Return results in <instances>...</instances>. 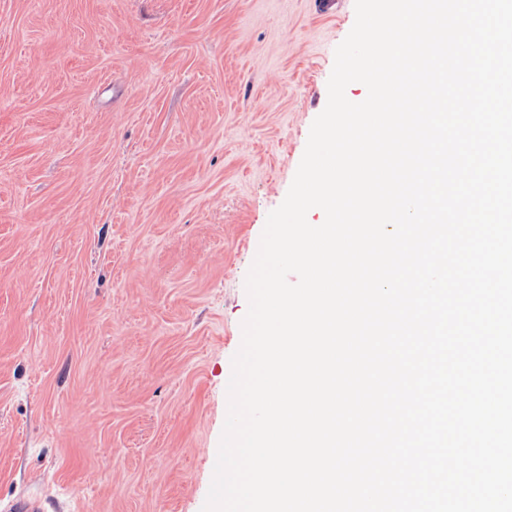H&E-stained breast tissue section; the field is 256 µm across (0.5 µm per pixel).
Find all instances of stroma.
<instances>
[{
  "label": "stroma",
  "mask_w": 512,
  "mask_h": 512,
  "mask_svg": "<svg viewBox=\"0 0 512 512\" xmlns=\"http://www.w3.org/2000/svg\"><path fill=\"white\" fill-rule=\"evenodd\" d=\"M354 0H0V503L201 512L245 278Z\"/></svg>",
  "instance_id": "1"
}]
</instances>
